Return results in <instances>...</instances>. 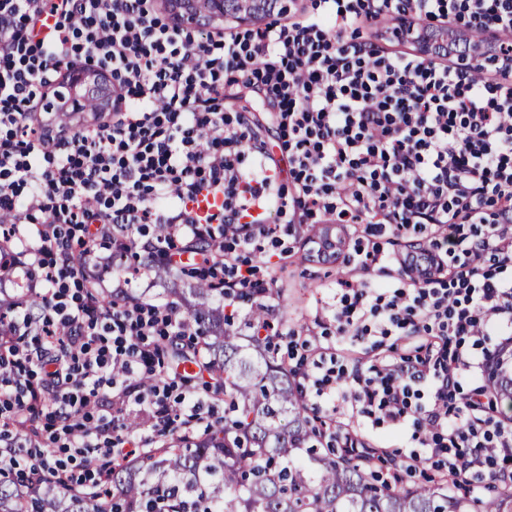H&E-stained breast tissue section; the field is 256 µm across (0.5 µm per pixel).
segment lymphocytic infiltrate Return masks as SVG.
<instances>
[{"mask_svg":"<svg viewBox=\"0 0 512 512\" xmlns=\"http://www.w3.org/2000/svg\"><path fill=\"white\" fill-rule=\"evenodd\" d=\"M423 20L492 33L494 61L399 51ZM365 21L369 38L343 40ZM81 53L116 80L111 124L31 135L51 65ZM204 192L223 199L205 223L191 207ZM0 215L14 237L36 223L30 265L48 284L41 313L18 311L0 336V471L24 459L32 481L95 483L86 460L125 453L118 425L131 402L161 436L216 421L157 363L158 337L186 324L176 308L122 281L119 303L100 305L88 273L98 243L125 252L131 229L164 225L143 251L171 264L203 256L236 309L273 299L250 248L333 221L352 244L344 266L365 275L338 279L321 307L337 335L431 342L364 371L313 361L297 371L301 391L349 398L368 427L410 433L405 470L428 463L456 487L474 475L512 484V425L481 388L456 397L494 330L512 329V0H367L359 11L316 0L246 36L161 22L150 0H0ZM406 233L415 244L395 251ZM392 267L399 280L371 281ZM43 417L49 439L21 426Z\"/></svg>","mask_w":512,"mask_h":512,"instance_id":"f902f5d3","label":"lymphocytic infiltrate"}]
</instances>
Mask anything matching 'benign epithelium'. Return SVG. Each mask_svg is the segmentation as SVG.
<instances>
[{
    "mask_svg": "<svg viewBox=\"0 0 512 512\" xmlns=\"http://www.w3.org/2000/svg\"><path fill=\"white\" fill-rule=\"evenodd\" d=\"M176 6V19L190 28L208 29L218 21L231 17L248 22L262 15L275 12L281 0H171ZM112 89L110 74L99 66H81L71 69L54 100L48 105L53 112H82L86 101L95 98L99 110L111 106L109 90Z\"/></svg>",
    "mask_w": 512,
    "mask_h": 512,
    "instance_id": "1",
    "label": "benign epithelium"
}]
</instances>
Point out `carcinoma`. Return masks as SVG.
Instances as JSON below:
<instances>
[{"label": "carcinoma", "mask_w": 512, "mask_h": 512, "mask_svg": "<svg viewBox=\"0 0 512 512\" xmlns=\"http://www.w3.org/2000/svg\"><path fill=\"white\" fill-rule=\"evenodd\" d=\"M162 270L206 348L202 386L224 402V423L173 436L141 459L113 460L99 489L0 482V512H512V485L478 497L441 483H388L370 463L322 446L317 418L260 334L268 310L256 305L235 318L224 290L203 279L186 288L170 266ZM186 349L182 337L169 339L171 365L190 373ZM486 385L512 421L511 344L488 363Z\"/></svg>", "instance_id": "1"}]
</instances>
